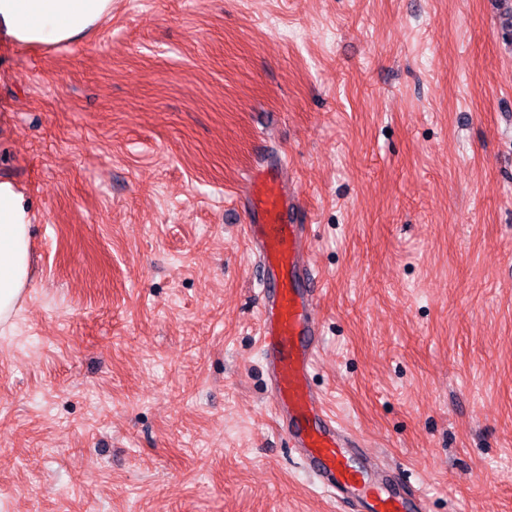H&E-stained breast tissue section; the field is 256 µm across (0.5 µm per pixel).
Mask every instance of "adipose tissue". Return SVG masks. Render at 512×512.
Returning a JSON list of instances; mask_svg holds the SVG:
<instances>
[{
	"label": "adipose tissue",
	"mask_w": 512,
	"mask_h": 512,
	"mask_svg": "<svg viewBox=\"0 0 512 512\" xmlns=\"http://www.w3.org/2000/svg\"><path fill=\"white\" fill-rule=\"evenodd\" d=\"M111 12L112 0H0V31L19 44L60 45ZM30 235L22 195L0 182V328L11 325L31 280Z\"/></svg>",
	"instance_id": "adipose-tissue-1"
}]
</instances>
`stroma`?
I'll list each match as a JSON object with an SVG mask.
<instances>
[{
    "mask_svg": "<svg viewBox=\"0 0 512 512\" xmlns=\"http://www.w3.org/2000/svg\"><path fill=\"white\" fill-rule=\"evenodd\" d=\"M322 277L313 384L428 512H512V0H112L0 39L34 276L0 512H352L280 432L248 168Z\"/></svg>",
    "mask_w": 512,
    "mask_h": 512,
    "instance_id": "obj_1",
    "label": "stroma"
}]
</instances>
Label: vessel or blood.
I'll return each mask as SVG.
<instances>
[{"label": "vessel or blood", "instance_id": "1", "mask_svg": "<svg viewBox=\"0 0 512 512\" xmlns=\"http://www.w3.org/2000/svg\"><path fill=\"white\" fill-rule=\"evenodd\" d=\"M245 199L253 218L246 235L264 271L260 347L281 430L303 469L317 486L351 500L356 512H427L423 494L401 493L389 479L391 465L373 459L369 441L341 423L310 384L321 279L308 265L307 227L293 221L294 199L278 167H253Z\"/></svg>", "mask_w": 512, "mask_h": 512}]
</instances>
